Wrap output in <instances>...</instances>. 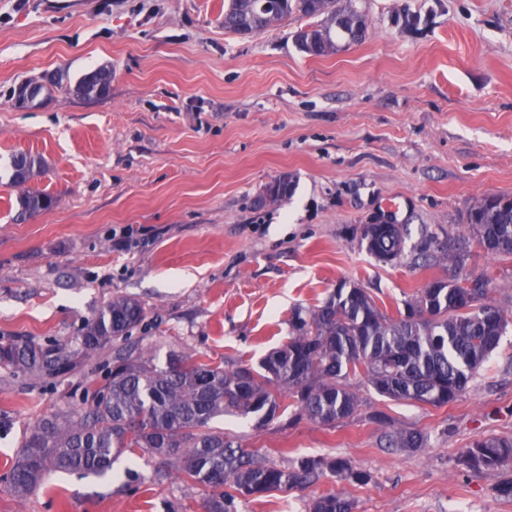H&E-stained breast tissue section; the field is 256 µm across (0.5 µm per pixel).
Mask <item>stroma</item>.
Returning a JSON list of instances; mask_svg holds the SVG:
<instances>
[{
    "label": "stroma",
    "instance_id": "obj_1",
    "mask_svg": "<svg viewBox=\"0 0 512 512\" xmlns=\"http://www.w3.org/2000/svg\"><path fill=\"white\" fill-rule=\"evenodd\" d=\"M369 35L313 57L288 17L247 36L224 30V0H0V342L76 352L113 297L147 309L130 343L255 364L288 340L295 309L337 284L367 289L396 313L442 265H390L354 227L380 213L408 225L407 247L442 230L469 237L477 199L512 198V0H362ZM112 70L107 96L79 80ZM42 85L26 106L13 93ZM42 158L10 181V158ZM290 176L281 201L266 187ZM28 192L51 209L18 218ZM462 276L491 280L512 317V259L472 248ZM105 348L55 377L0 364V477L43 417L80 407L112 360ZM357 416L324 426L233 415L214 428L286 464L341 458L370 480L333 475L304 490L244 497L238 512H309L327 493L355 512H512L496 488L512 467L459 463L479 436L512 439V326L459 400L436 408L378 396L363 382ZM383 413L387 426L371 419ZM426 435L392 448L390 435ZM201 487L158 473L142 450L110 475L49 476L0 512H205Z\"/></svg>",
    "mask_w": 512,
    "mask_h": 512
}]
</instances>
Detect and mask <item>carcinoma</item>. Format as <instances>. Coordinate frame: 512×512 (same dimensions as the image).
Listing matches in <instances>:
<instances>
[{
	"mask_svg": "<svg viewBox=\"0 0 512 512\" xmlns=\"http://www.w3.org/2000/svg\"><path fill=\"white\" fill-rule=\"evenodd\" d=\"M340 0H227L224 30L250 35L293 14L320 22L295 33L299 49L324 56L368 35L366 15ZM112 73L98 68L85 74L78 89L85 95L108 92ZM10 179L21 185L40 168L32 156L12 157ZM51 200L28 194L21 215L49 209ZM473 239L486 253L512 258V199L488 196L467 217ZM405 224H364L360 244L383 263L405 254ZM463 247L449 235L430 234L416 249L410 266L430 268L446 262L463 265ZM484 280L433 278L419 295L390 316L363 288L339 283L319 304L295 311L290 336L258 365L225 367L173 352L165 365L153 358L116 351L106 383L93 390L85 408L41 420L27 436L6 476L19 496L33 492L45 475L82 472L103 477L127 450L142 448L175 468L187 482L205 490L207 512H237L240 496L262 497L273 491L306 488L326 473L358 485L369 475L342 459L304 456L288 465L249 452L211 420L225 413L267 425L282 416L292 400L291 421L302 419L333 426L356 414L359 400L349 382L364 376L380 396L433 407L455 403L479 369L498 348L509 322L487 301ZM145 318L142 304L119 296L101 308L80 336L82 356L91 359L104 348L127 341ZM0 364L17 373L56 377L74 362L52 347L0 343ZM421 432H404L391 441L396 448H420ZM512 461V440L476 438L462 455L471 470ZM353 500L336 493L314 499L311 512H354Z\"/></svg>",
	"mask_w": 512,
	"mask_h": 512,
	"instance_id": "1",
	"label": "carcinoma"
}]
</instances>
